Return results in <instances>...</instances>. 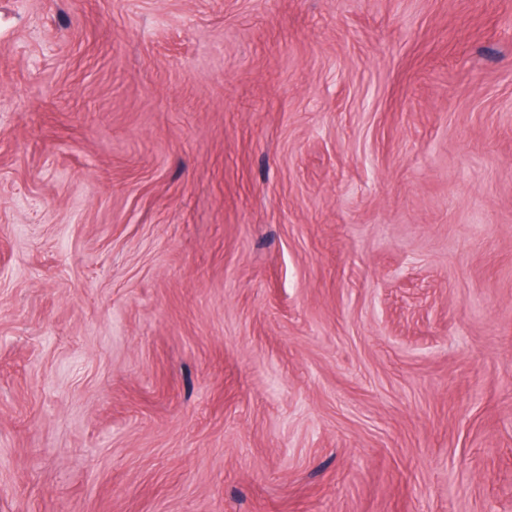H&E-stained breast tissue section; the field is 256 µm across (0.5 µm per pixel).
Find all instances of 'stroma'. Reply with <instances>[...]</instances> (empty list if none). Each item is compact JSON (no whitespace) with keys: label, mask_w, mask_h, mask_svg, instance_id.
<instances>
[{"label":"stroma","mask_w":512,"mask_h":512,"mask_svg":"<svg viewBox=\"0 0 512 512\" xmlns=\"http://www.w3.org/2000/svg\"><path fill=\"white\" fill-rule=\"evenodd\" d=\"M0 512H512V0H0Z\"/></svg>","instance_id":"stroma-1"}]
</instances>
